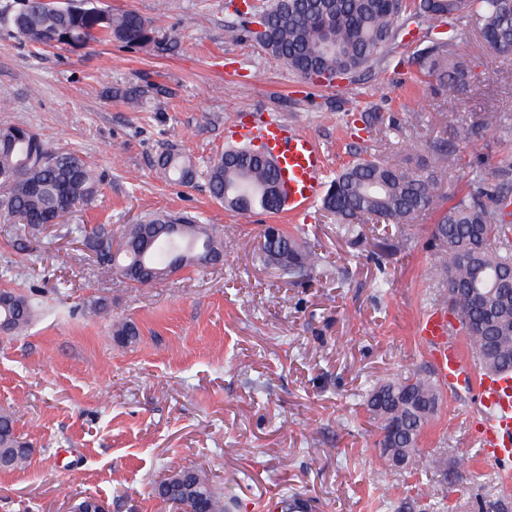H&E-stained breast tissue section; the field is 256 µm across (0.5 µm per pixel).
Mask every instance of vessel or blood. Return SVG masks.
<instances>
[{
  "label": "vessel or blood",
  "mask_w": 512,
  "mask_h": 512,
  "mask_svg": "<svg viewBox=\"0 0 512 512\" xmlns=\"http://www.w3.org/2000/svg\"><path fill=\"white\" fill-rule=\"evenodd\" d=\"M236 140L261 144L275 162L289 210H304L317 199L323 185L325 159L310 137L273 120L238 130ZM419 332L431 346L430 356L440 383L456 387L474 381L481 411V456L499 462L512 459V374H475L474 362L464 358L450 336L447 322L437 313H428L421 319Z\"/></svg>",
  "instance_id": "vessel-or-blood-1"
}]
</instances>
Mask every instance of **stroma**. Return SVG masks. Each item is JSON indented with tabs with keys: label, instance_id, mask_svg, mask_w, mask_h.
<instances>
[{
	"label": "stroma",
	"instance_id": "35a3bbf8",
	"mask_svg": "<svg viewBox=\"0 0 512 512\" xmlns=\"http://www.w3.org/2000/svg\"><path fill=\"white\" fill-rule=\"evenodd\" d=\"M94 3L177 27L181 44L38 49L10 23L15 0H0V127L39 131L102 177L95 200L59 223L0 216V289L38 303L26 331L0 334V410L14 411L32 448L27 467L0 472V512H68L89 494L109 512H167L156 489L177 467L203 470L231 512H274L285 495L305 512H512V462L481 457L471 388H439L414 478L388 471L366 407L378 382L435 375L417 335L446 304L433 216L345 228L317 202L245 218L204 177L174 184L155 166L170 150L205 168L232 129L274 118L316 142L329 174L375 155L411 170L435 163L445 193L478 171L493 183L512 164V124L465 132L479 113L512 116V54L489 52L470 26L454 50L473 86L437 87L412 58L438 30L415 20L353 80L313 87L228 36L242 22L232 0ZM459 141L456 164L437 161L434 145ZM158 211L222 227L223 262L138 287L104 273L71 232L117 235ZM269 224L321 254L308 281L260 260ZM100 297L111 317L88 313ZM124 317L140 330L127 346L110 324Z\"/></svg>",
	"mask_w": 512,
	"mask_h": 512
}]
</instances>
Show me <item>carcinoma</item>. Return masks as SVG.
Instances as JSON below:
<instances>
[{
	"label": "carcinoma",
	"mask_w": 512,
	"mask_h": 512,
	"mask_svg": "<svg viewBox=\"0 0 512 512\" xmlns=\"http://www.w3.org/2000/svg\"><path fill=\"white\" fill-rule=\"evenodd\" d=\"M263 12L267 27L257 43L308 84L314 69L333 74L366 67L394 40L397 27L412 19L448 26L450 35L432 40L415 62L458 92L473 79L468 65L453 54L460 26L476 19L490 51L512 54V0H273ZM12 23L19 37L39 47L77 49L102 39L128 47L157 41L174 47L181 40L174 27L163 31L153 19L134 11H105L92 0L62 5L19 0ZM511 119L488 113L474 122L470 135ZM156 166L165 179L180 184L193 182L200 173L191 160L171 152L159 155ZM200 174L212 196L240 216L277 213L283 206L277 169L256 147L230 146ZM100 183L96 169L54 147L45 135L25 127H0V207L9 217L22 224H50L94 199ZM323 205L347 226L367 220L411 224L422 214H432L434 271L448 289V304L468 320L469 344L482 369L496 374L512 370V211H507L512 206V170H500L492 187L478 176L466 193L448 199L439 194L432 172H410L386 160L363 158L329 181ZM88 238L104 271L122 269L137 286L164 279L172 267H198L204 255L215 264L224 258L221 230L187 215L160 213L125 225L115 253L112 232L106 228L93 229ZM273 256L293 278L311 276L322 263L320 254L283 229L266 238L262 258ZM35 314L28 296L13 291L0 295V322L7 334L26 330ZM112 336L126 345L140 332L134 321L122 318L112 323ZM437 402L435 384L416 374L376 385L367 407L379 429H391V447L413 452ZM29 455L14 415L1 411L0 464L6 470L19 469ZM158 489L173 512H224L223 497L201 470L172 471Z\"/></svg>",
	"instance_id": "cac0c4a2"
}]
</instances>
